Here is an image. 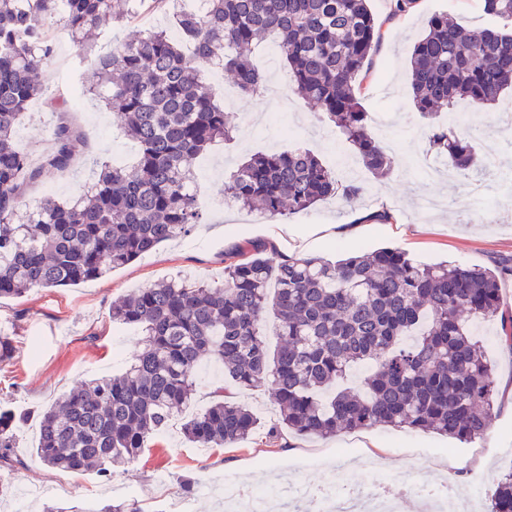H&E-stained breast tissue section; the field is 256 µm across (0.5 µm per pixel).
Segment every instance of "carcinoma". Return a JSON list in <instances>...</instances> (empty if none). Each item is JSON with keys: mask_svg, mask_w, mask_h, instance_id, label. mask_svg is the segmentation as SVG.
Wrapping results in <instances>:
<instances>
[{"mask_svg": "<svg viewBox=\"0 0 512 512\" xmlns=\"http://www.w3.org/2000/svg\"><path fill=\"white\" fill-rule=\"evenodd\" d=\"M127 2L0 0V299L99 279L203 223L194 160L236 130L204 68L222 62L240 93L256 97L266 79L251 56L271 35L291 87L337 125L366 169L382 178L393 170L360 102L380 45L368 0H204L201 11L176 14L179 41L163 30L133 34L97 57L87 75L85 91L119 117L139 146L137 161L104 165L75 203L48 197L26 208L28 183L66 170L79 137L68 101L58 98L52 147L39 165L31 167L14 143L19 116L42 94L50 20L91 38L105 24L130 21ZM479 5L498 26L471 31L438 14L413 47L412 99L425 119L460 100L490 108L512 86V0ZM426 137L456 169L474 166L478 133L432 126ZM338 195L352 202L361 187L339 184L299 148L254 155L224 178L226 203L271 217ZM235 255L240 260L224 267L222 283L167 279L112 302V321L137 328L141 350L124 372L93 379L40 411L34 452L43 465L107 477L136 459L187 406L208 358L224 363V385L182 426L203 448L235 445L255 431V414L234 390L261 384L271 387L281 423L300 435L391 426L472 442L492 428L494 378L472 323L499 316L497 273L421 264L392 247L335 261L286 256L275 266L257 245ZM269 313L279 336L273 351L264 339ZM501 322L512 349V318ZM356 366L367 372L350 386ZM24 420L0 408V471L22 465L14 448ZM491 512H512V469L496 483Z\"/></svg>", "mask_w": 512, "mask_h": 512, "instance_id": "1", "label": "carcinoma"}]
</instances>
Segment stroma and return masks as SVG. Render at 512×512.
I'll return each instance as SVG.
<instances>
[{"label":"stroma","instance_id":"1","mask_svg":"<svg viewBox=\"0 0 512 512\" xmlns=\"http://www.w3.org/2000/svg\"><path fill=\"white\" fill-rule=\"evenodd\" d=\"M369 5L383 42L363 84L361 103L375 139L395 164L392 174L383 179L358 168L351 177L363 188L356 204L333 198L307 211L275 218L225 204V172L254 153L300 146L332 169L337 158L355 156L339 130L291 90L282 52L269 40L255 55L268 79L267 92L258 99L235 97L229 106L236 116L233 140L212 146L197 161L195 183L205 215L202 224L194 226L188 236L163 244L104 278L64 288H37L19 298L0 300V331L9 335L15 349L11 364L0 369V406L26 416L17 432L15 450L22 465L0 475L10 485L9 496L0 500V512H44L53 504L103 505L131 499L138 501L143 512H175L186 498L193 512H221L228 487L271 491L289 481L319 487L336 479L357 486L367 483L375 472L390 476L413 463L422 468L427 480L451 478L463 484L475 502L471 512H489L494 484L512 469V404L502 393L497 396L498 414L491 430L469 444L387 426L335 438L300 436L278 428L279 413L267 388L261 386L237 391V399L257 416L258 426L251 437L230 447H197L184 437L176 418L139 457L115 468L107 478L50 469L34 454L38 413L43 407L82 382L134 362L139 332L113 322V300L178 272L205 282L223 280L224 268L238 245H264L266 257L275 262L284 255L333 257L347 243L309 237L307 229L358 216L362 222L349 243L357 248L395 246L422 264L449 260L494 270L512 263V221L492 223L482 211L486 205L503 211L512 207V121L505 118L512 111V89L503 94L497 107L481 109L462 101L458 107L466 112L463 119L449 121L443 111L426 120L413 106L408 75L410 51L431 15L447 14L468 29L489 26V18L481 12L478 0H416L404 13L396 11L395 0H369ZM173 28L170 12L141 10L132 23L104 28L91 49L96 55L106 52L134 29ZM52 35L53 55L40 75L43 96L22 114L14 134L17 148L34 166L52 146L56 116L50 103L69 92L70 85L59 82V73H70L78 85L87 71L68 33L56 27ZM71 117L81 133L75 160L48 181L32 182L26 191L30 205L44 198L42 186L47 182L53 183L56 199L76 201L96 181L101 164H130L137 157L136 144L94 97H81ZM431 123L482 128L476 152L490 163L482 177L483 203L472 202L465 189L466 175L446 158L431 155L437 173L430 179L413 166L414 154L428 153L425 130ZM426 196L436 199L438 206L424 214L418 204ZM375 212L388 213V220L371 221ZM282 225L296 228V235L279 234ZM473 331L485 345L495 380H512V350L499 341V320L478 323ZM186 479L194 484L192 492L181 486ZM29 486L42 488V495L26 494Z\"/></svg>","mask_w":512,"mask_h":512}]
</instances>
